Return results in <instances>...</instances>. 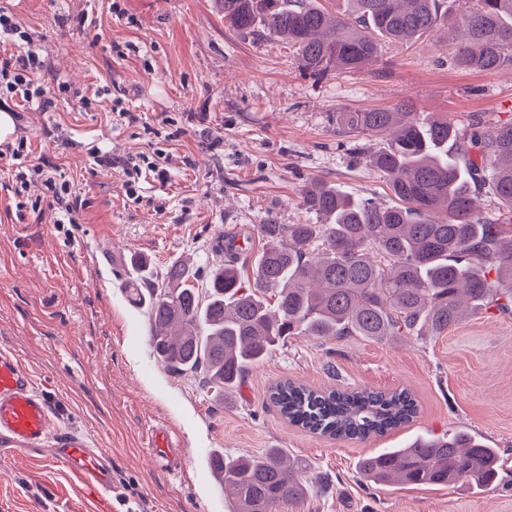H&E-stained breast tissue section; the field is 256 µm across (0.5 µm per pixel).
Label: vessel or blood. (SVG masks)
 <instances>
[{"mask_svg": "<svg viewBox=\"0 0 512 512\" xmlns=\"http://www.w3.org/2000/svg\"><path fill=\"white\" fill-rule=\"evenodd\" d=\"M49 447L50 459L74 474L88 494L112 491V455L78 431L52 427V402L32 373L10 352L0 351V456ZM145 448L158 466L174 468L180 443L162 425L149 426Z\"/></svg>", "mask_w": 512, "mask_h": 512, "instance_id": "obj_1", "label": "vessel or blood"}]
</instances>
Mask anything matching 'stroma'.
I'll return each instance as SVG.
<instances>
[{
    "label": "stroma",
    "instance_id": "35a3bbf8",
    "mask_svg": "<svg viewBox=\"0 0 512 512\" xmlns=\"http://www.w3.org/2000/svg\"><path fill=\"white\" fill-rule=\"evenodd\" d=\"M41 46L51 70L46 103L22 126L35 156L70 179L83 205L69 230L33 212L32 186L16 196L13 160L0 157V350L17 355L50 395L55 425L110 448L117 489L109 512H225L212 454L282 448L305 460L303 503L282 512H512V312L470 315L441 336L371 341L293 336L240 386L213 399L202 373L176 375L157 362L149 320L123 285L132 257L153 282L184 262L201 276L223 264L226 236L248 239L243 279L263 246L259 227L301 224V191L322 179L388 205V179L362 152L370 137L336 131L344 110L397 108L448 119L464 136L512 123V69L463 71L448 37L381 41L360 71L314 79L294 48L228 26L217 0H0ZM81 89L88 104L71 98ZM140 113L125 122L114 100ZM218 143L200 148L197 131ZM165 155L166 181L146 178L140 201L118 169L92 151ZM288 378L319 388H405L414 421L365 442L290 426L268 395ZM160 421L184 451V474L151 465L144 429ZM463 429L498 449L496 486L478 492L383 487L356 472L360 458L416 434ZM0 512H96L62 465L42 449L0 462Z\"/></svg>",
    "mask_w": 512,
    "mask_h": 512
}]
</instances>
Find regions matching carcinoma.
I'll return each mask as SVG.
<instances>
[{"instance_id": "cac0c4a2", "label": "carcinoma", "mask_w": 512, "mask_h": 512, "mask_svg": "<svg viewBox=\"0 0 512 512\" xmlns=\"http://www.w3.org/2000/svg\"><path fill=\"white\" fill-rule=\"evenodd\" d=\"M348 2L351 22L317 0H220L226 23L287 40L303 72L317 79L373 63L382 38L416 40L445 27L459 34L457 68L512 67V0H473L454 19L447 0ZM336 132L379 138L365 160L387 175L393 204L310 183L301 207L317 221L260 225L264 245L250 282L241 278L232 238L204 288L185 263L171 265L155 287L146 260H131L130 299L148 315L155 357L169 371H205L222 398L290 336H439L485 307L512 306V234L476 214L484 189L512 213V123L467 138L445 118L402 107L340 111ZM269 399L289 424L336 440L383 436L418 415L405 388L317 389L283 379ZM501 469L497 449L450 429L367 455L358 473L380 486L479 488ZM305 470L271 448L226 456L216 475L231 496L229 512H277L304 501Z\"/></svg>"}]
</instances>
